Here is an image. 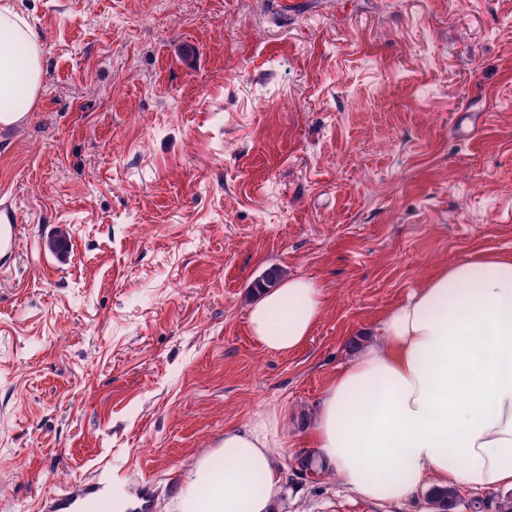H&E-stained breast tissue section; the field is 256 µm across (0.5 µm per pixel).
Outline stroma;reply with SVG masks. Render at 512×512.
Wrapping results in <instances>:
<instances>
[{
    "label": "stroma",
    "instance_id": "stroma-1",
    "mask_svg": "<svg viewBox=\"0 0 512 512\" xmlns=\"http://www.w3.org/2000/svg\"><path fill=\"white\" fill-rule=\"evenodd\" d=\"M43 84L0 127V512L79 482L168 512L228 427L276 410L275 512H429L298 472L352 339L448 265L512 253V0H13ZM271 268L327 296L247 329ZM0 222V255L1 258L10 257L19 246L18 224H15L14 212L1 206ZM280 275L274 268L255 283L257 290L266 289L250 305L247 325L261 349L288 353L306 344L322 315L325 296L307 277L282 279L271 287ZM154 490L150 480L136 483L135 496L123 505L124 512H151L153 510Z\"/></svg>",
    "mask_w": 512,
    "mask_h": 512
}]
</instances>
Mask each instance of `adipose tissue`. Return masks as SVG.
Returning a JSON list of instances; mask_svg holds the SVG:
<instances>
[{
  "mask_svg": "<svg viewBox=\"0 0 512 512\" xmlns=\"http://www.w3.org/2000/svg\"><path fill=\"white\" fill-rule=\"evenodd\" d=\"M44 44L0 0V125L41 88ZM325 296L312 279L264 289L248 310L261 349L306 344ZM279 416L225 429L192 465L170 512H273L281 493ZM315 468L359 497L512 489V253L442 269L391 309L318 402Z\"/></svg>",
  "mask_w": 512,
  "mask_h": 512,
  "instance_id": "1",
  "label": "adipose tissue"
}]
</instances>
